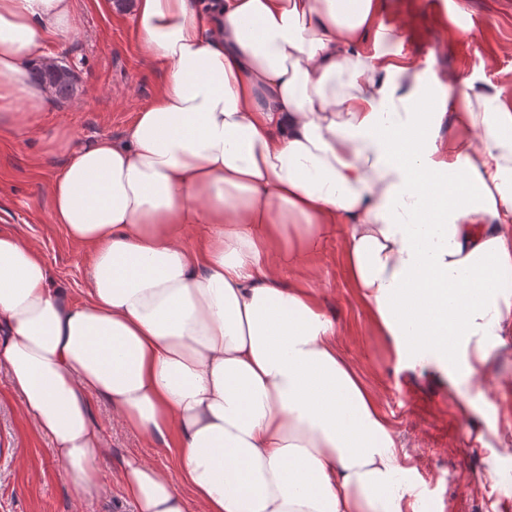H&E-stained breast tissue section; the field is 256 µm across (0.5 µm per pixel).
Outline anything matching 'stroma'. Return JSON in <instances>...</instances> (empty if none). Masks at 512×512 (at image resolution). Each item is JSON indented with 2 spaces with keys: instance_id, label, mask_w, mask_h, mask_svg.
<instances>
[{
  "instance_id": "stroma-1",
  "label": "stroma",
  "mask_w": 512,
  "mask_h": 512,
  "mask_svg": "<svg viewBox=\"0 0 512 512\" xmlns=\"http://www.w3.org/2000/svg\"><path fill=\"white\" fill-rule=\"evenodd\" d=\"M134 6L135 0H77L78 28L57 55L73 69L75 91L43 113L45 134L67 128L75 148L103 136L119 141L150 103L162 73L141 62ZM380 19L397 32L389 50L415 57L422 69L470 79L476 93L512 100V0H381ZM65 161L64 151L48 150L43 140L0 130V230L35 241L54 282L81 302L89 252L49 218L48 184ZM314 263L339 353L377 395L419 505L428 512L512 506V335L502 356L480 368L476 383H452L433 368L407 365L378 335L343 277L337 240ZM92 411L112 454L99 464L97 489L81 493L0 373V512H136L118 479L128 455L179 479L175 455L126 429L107 402L94 400Z\"/></svg>"
}]
</instances>
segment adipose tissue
Returning a JSON list of instances; mask_svg holds the SVG:
<instances>
[{"label": "adipose tissue", "mask_w": 512, "mask_h": 512, "mask_svg": "<svg viewBox=\"0 0 512 512\" xmlns=\"http://www.w3.org/2000/svg\"><path fill=\"white\" fill-rule=\"evenodd\" d=\"M379 16L136 0L163 81L123 141L71 153L48 188L52 223L91 250L86 301L0 232V368L77 491L111 453L98 398L181 462L176 482L123 460L137 512H188L185 486L199 512H418L309 259L338 237L378 334L469 381L512 335V103L365 51L391 37ZM76 28L73 0H0V127L40 135L56 98L32 72Z\"/></svg>", "instance_id": "adipose-tissue-1"}]
</instances>
